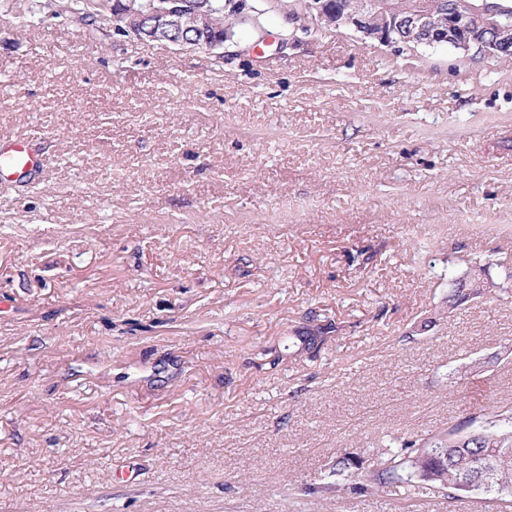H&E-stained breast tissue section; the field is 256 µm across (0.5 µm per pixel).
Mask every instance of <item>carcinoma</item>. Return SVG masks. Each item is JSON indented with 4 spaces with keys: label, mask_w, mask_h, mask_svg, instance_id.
<instances>
[{
    "label": "carcinoma",
    "mask_w": 512,
    "mask_h": 512,
    "mask_svg": "<svg viewBox=\"0 0 512 512\" xmlns=\"http://www.w3.org/2000/svg\"><path fill=\"white\" fill-rule=\"evenodd\" d=\"M226 0H209L216 22L233 23L236 7L225 9ZM66 11L84 26L94 27L101 16L98 0H68ZM494 287L479 278L462 280L448 297L454 306ZM408 455H392L376 462L355 488L361 494L375 493L402 482L403 472L432 494L450 495L465 491L474 479L482 478L474 491L496 504L498 512H512V406H495L481 418L429 434L422 443L406 444Z\"/></svg>",
    "instance_id": "obj_1"
}]
</instances>
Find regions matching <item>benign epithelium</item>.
Returning a JSON list of instances; mask_svg holds the SVG:
<instances>
[{
  "instance_id": "1",
  "label": "benign epithelium",
  "mask_w": 512,
  "mask_h": 512,
  "mask_svg": "<svg viewBox=\"0 0 512 512\" xmlns=\"http://www.w3.org/2000/svg\"><path fill=\"white\" fill-rule=\"evenodd\" d=\"M303 17L322 29L347 26L359 34L364 45H391V34L400 29H415L429 45L446 42L468 52L476 49L484 56L512 52V12L494 0H450L448 14L439 26L423 0H412L401 9L388 0H299ZM121 24V34L139 41H163L180 49L202 46L208 52L224 48V36L207 11H190L165 0L150 9L134 6L128 0L112 15Z\"/></svg>"
}]
</instances>
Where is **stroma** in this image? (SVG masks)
Wrapping results in <instances>:
<instances>
[{"instance_id": "1", "label": "stroma", "mask_w": 512, "mask_h": 512, "mask_svg": "<svg viewBox=\"0 0 512 512\" xmlns=\"http://www.w3.org/2000/svg\"><path fill=\"white\" fill-rule=\"evenodd\" d=\"M56 2L0 0V135L49 157L0 186V512H496L335 468L512 403V60L295 0L217 55ZM494 284L481 280L480 278H472L468 282L462 280L459 282L458 287L455 288L454 294L448 296V303L454 306L457 303L470 298L473 295L481 294L486 288H493Z\"/></svg>"}]
</instances>
